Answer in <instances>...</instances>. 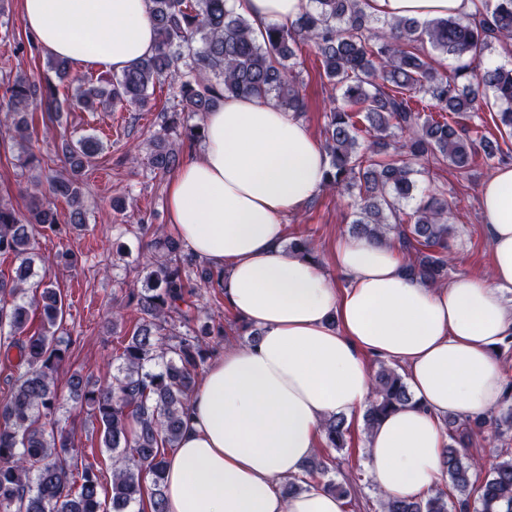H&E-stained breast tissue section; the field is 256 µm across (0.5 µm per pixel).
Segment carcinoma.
I'll list each match as a JSON object with an SVG mask.
<instances>
[{
  "instance_id": "obj_1",
  "label": "carcinoma",
  "mask_w": 512,
  "mask_h": 512,
  "mask_svg": "<svg viewBox=\"0 0 512 512\" xmlns=\"http://www.w3.org/2000/svg\"><path fill=\"white\" fill-rule=\"evenodd\" d=\"M156 48L105 85L82 83L74 100L59 101L50 84L25 73L8 76L9 106L0 128L12 139L29 141V108L61 103L94 111L118 104L140 109L148 89L171 78L183 112H211L226 97L264 95L287 112H302L305 102L293 68L299 44L314 48L323 74L340 92L335 108L325 113V149L329 169L325 186L343 189L351 198L355 235L377 242L396 239L405 269L429 284L448 276L453 257L448 248L449 219L456 203L437 187L417 194L411 161L426 159L437 169L471 172L478 152L483 163L503 158L499 141L480 143L469 136L468 123L478 127L482 112L494 106L492 120L500 135L512 137V66L484 62L494 44L512 43V0H485V11L421 24L414 19L387 20L368 14L363 0H309L308 8L289 27L270 25L262 37L250 21L227 7V0H150ZM201 41V47L195 42ZM454 59L453 76L437 70L431 53ZM371 140L365 147L358 132ZM69 171L47 177L49 190L70 204L65 219L39 196L40 180L32 182L27 213L0 201V255L16 262L12 284L0 283V328L18 335L21 371L11 381L10 395L0 401V512H129L143 498L145 477L153 476L151 512H168L164 491L165 451L178 446L189 416L190 396L199 380L198 366L215 350L214 338L227 335L221 326L193 329L198 288L220 280L221 271L194 268L181 255L179 240L159 237L156 251L168 261L156 266L144 288L128 295L146 315L119 355L118 374L94 388L70 377V388L89 406L101 430V444L112 452L111 490L98 469L79 461L80 451L62 429H53L60 406L54 374L64 362L68 343L56 336L64 313L61 292L42 285L37 307L42 327L27 331L29 307L23 284L32 275L39 238L58 234L61 226L86 223L80 178L96 159L102 144L92 137L63 145ZM150 164L169 171L178 155L167 141L153 143ZM415 202L406 212L403 204ZM178 328L183 333H175ZM410 400L403 376L381 368L364 414L370 431ZM489 423L512 430V407L497 416L480 415L451 422L452 444L444 449L451 491L448 503L439 490L417 499L382 498L383 512H470V498L481 512H512V451L500 450L478 486L469 472L482 463L462 453L473 436ZM345 418L324 423L325 445L346 447ZM334 464L314 455L305 473L339 496L343 486L324 480Z\"/></svg>"
}]
</instances>
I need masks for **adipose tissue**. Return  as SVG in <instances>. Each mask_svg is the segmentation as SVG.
I'll list each match as a JSON object with an SVG mask.
<instances>
[{
  "label": "adipose tissue",
  "instance_id": "obj_1",
  "mask_svg": "<svg viewBox=\"0 0 512 512\" xmlns=\"http://www.w3.org/2000/svg\"><path fill=\"white\" fill-rule=\"evenodd\" d=\"M307 0H228L256 32L290 26ZM483 0H365L383 19L466 16ZM38 46L122 73L156 47L148 0H22ZM201 149L171 177L170 222L196 257L224 269V299L260 333L225 348L190 398L191 416L164 472L169 512H346L343 497L304 473L334 415L368 403L372 353L404 367L413 401L371 432L366 468L384 496L417 498L445 475L444 420L496 410L505 376L495 356L512 335V166L480 188L491 240L489 279L437 286L410 277L394 243L343 239L341 287L284 251L285 217L323 188L327 156L298 113L229 97L203 121Z\"/></svg>",
  "mask_w": 512,
  "mask_h": 512
}]
</instances>
